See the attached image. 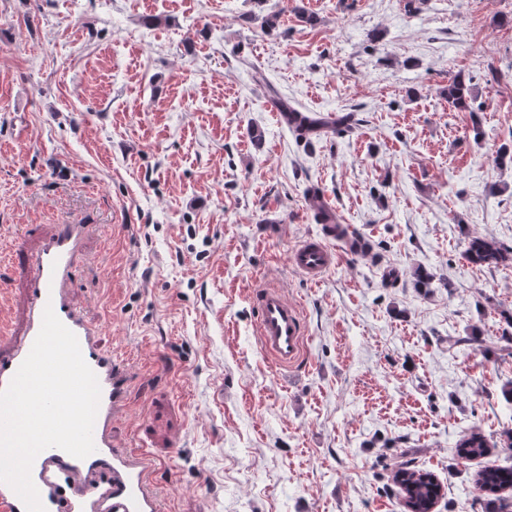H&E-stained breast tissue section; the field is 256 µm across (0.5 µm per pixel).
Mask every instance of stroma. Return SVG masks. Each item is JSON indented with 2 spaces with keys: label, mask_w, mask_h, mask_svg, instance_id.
Segmentation results:
<instances>
[{
  "label": "stroma",
  "mask_w": 512,
  "mask_h": 512,
  "mask_svg": "<svg viewBox=\"0 0 512 512\" xmlns=\"http://www.w3.org/2000/svg\"><path fill=\"white\" fill-rule=\"evenodd\" d=\"M505 16L512 0H0V316L21 329L26 252L88 225L70 295L128 369L112 437L155 458L166 512H405L392 462L411 448L435 512H469L473 473L512 466L453 453L512 429V264L463 256L512 242ZM457 72L480 133L444 95ZM275 95L358 124L304 143ZM312 186L376 251L313 283L288 263L321 232ZM264 285L303 315L297 368L258 346ZM464 256L468 262L480 266L512 262V246L472 237L468 239ZM489 449L487 438L480 431L473 430L464 435L456 444V457L467 464L468 461L486 455Z\"/></svg>",
  "instance_id": "1"
}]
</instances>
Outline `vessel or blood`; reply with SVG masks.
Returning <instances> with one entry per match:
<instances>
[{"label": "vessel or blood", "instance_id": "b4317fda", "mask_svg": "<svg viewBox=\"0 0 512 512\" xmlns=\"http://www.w3.org/2000/svg\"><path fill=\"white\" fill-rule=\"evenodd\" d=\"M87 231L83 224H62L26 256L28 289L24 327L0 349V391L29 354L41 329L45 308H52L78 338L82 356L96 374L100 402L93 429L95 450L78 459L51 447L34 460L31 476L45 512H165L156 483L155 463L142 448H116L111 426L125 405L129 376L125 365L102 346L98 331L70 300L67 290ZM350 226L327 224L323 234L294 247L293 270L310 280L352 255ZM261 352L274 364L291 368L302 357L305 325L298 306L281 289L263 287L252 296Z\"/></svg>", "mask_w": 512, "mask_h": 512}]
</instances>
